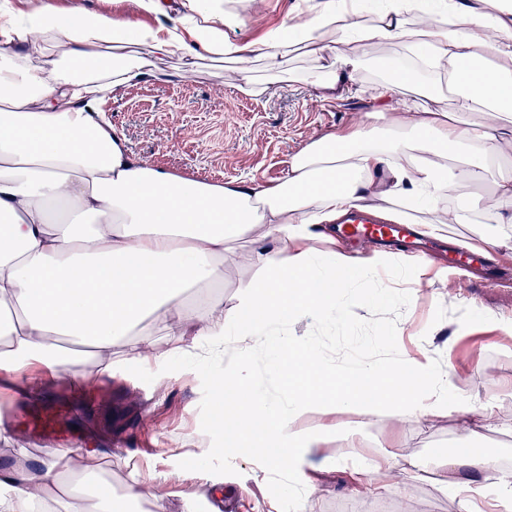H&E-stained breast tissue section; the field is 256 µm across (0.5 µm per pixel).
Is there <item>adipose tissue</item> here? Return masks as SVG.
<instances>
[{
	"label": "adipose tissue",
	"instance_id": "ef3b65f1",
	"mask_svg": "<svg viewBox=\"0 0 512 512\" xmlns=\"http://www.w3.org/2000/svg\"><path fill=\"white\" fill-rule=\"evenodd\" d=\"M30 2L19 16L0 6L9 47L0 59V384H29L36 367L82 377L79 357L60 359L58 339L91 350L108 375L114 348L150 363L155 330L189 331L213 353L238 348L215 382L213 428L268 471L294 476L326 444L322 431L299 426L313 413L381 409L393 435L446 417L469 438L495 427L502 396L452 387L428 358L339 362L288 326L309 315L336 323L366 289L410 298L420 286V271L386 263L378 249L354 257L312 247L314 228L347 210L384 203L392 221L441 237L467 223L452 201L466 195L512 224V172L502 167L512 159V0H439L431 11L390 0L375 14L358 0H316L249 41L225 37L235 16L224 0H127L124 12ZM387 40L428 49L427 71L446 76L460 109L480 110V120L408 105L399 90L413 77L398 68L378 85L375 111L311 139L277 182L224 184L136 158L106 114L130 83L165 78L159 64L174 56L232 60L240 91L257 96L254 62L276 75L300 52L323 62L302 82L347 91L364 49ZM233 263L254 270L236 315L220 301L195 314L188 291L223 287ZM257 342L277 391L255 373ZM360 445L358 433L345 434L324 461L345 469L352 488L397 486L420 467L410 454L365 458ZM78 458L65 449L37 466L0 468V512H120L111 494L85 488ZM446 465L442 490L457 512H479L487 498L512 505L511 472L488 482L489 460L462 450Z\"/></svg>",
	"mask_w": 512,
	"mask_h": 512
}]
</instances>
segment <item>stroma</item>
<instances>
[{
    "instance_id": "1",
    "label": "stroma",
    "mask_w": 512,
    "mask_h": 512,
    "mask_svg": "<svg viewBox=\"0 0 512 512\" xmlns=\"http://www.w3.org/2000/svg\"><path fill=\"white\" fill-rule=\"evenodd\" d=\"M297 0H253L239 7L236 24L225 34L233 40L253 39L264 29L281 24ZM395 42L370 47L355 75L357 96H321L310 85L269 76L255 64V76L267 91L259 97L240 92L232 61H199L195 80L178 72L179 58L168 59L166 80L142 79L108 101L106 110L124 135L130 152L164 170L213 183L251 179L259 184L279 180L292 154L311 138L348 128L373 111V90L391 65L410 61ZM251 268L229 266L220 288H198L188 298L198 309L220 300L233 314L239 285ZM343 322L322 331L314 318L290 327L297 337L313 336L340 359L373 357L385 360L396 349L420 351L433 363L451 370L452 383L480 394H496L512 382V338L502 323L512 320V287L467 282L449 286L447 280L423 278L418 299L393 297L370 301L352 297ZM158 362L136 365L115 356L111 376L97 374L85 364L90 382L67 386L64 378L39 380L36 396L24 397L0 386V413L14 412L9 433H0V467L15 460L30 465L51 459L52 448L28 435L25 414L47 405L70 406V427L64 439L81 449H94L96 464L107 467L113 488L126 490L133 479L153 480L161 502L147 501L144 512H196L217 492L243 490L238 512H294L286 500L279 475L262 476L258 461L245 448H228L211 426L215 394L213 380L223 373L225 359L208 355H171L174 337L154 338ZM303 428H329L332 442L346 432L361 434L363 452H379L386 432L382 412L345 413L304 419ZM462 448L497 461L512 470V404L505 406L496 429L476 439L463 437L455 420L441 419L407 429L393 442L396 456L416 455L422 463L419 478L375 493L352 492L341 470H321L320 459L305 467L321 492L313 495L306 512H400L413 500L419 512H456V505L439 489L444 472L439 460Z\"/></svg>"
}]
</instances>
